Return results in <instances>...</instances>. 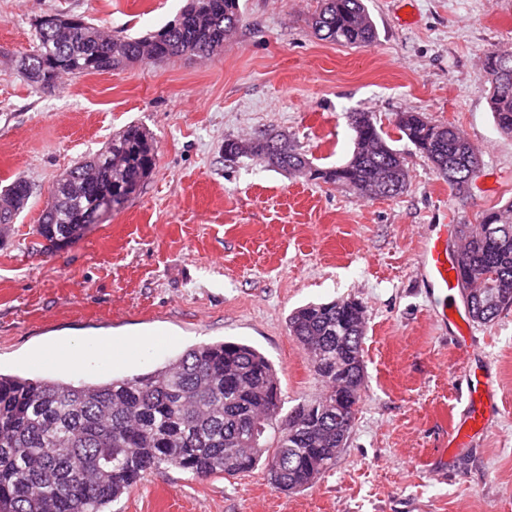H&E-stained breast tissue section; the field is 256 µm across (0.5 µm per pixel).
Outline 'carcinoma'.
Segmentation results:
<instances>
[{
    "label": "carcinoma",
    "mask_w": 512,
    "mask_h": 512,
    "mask_svg": "<svg viewBox=\"0 0 512 512\" xmlns=\"http://www.w3.org/2000/svg\"><path fill=\"white\" fill-rule=\"evenodd\" d=\"M35 24V46L19 66L39 88L63 75L153 65L177 56H211L240 22L239 0H189L156 34L106 37L83 16ZM311 27L323 40L365 47L377 37L363 0H321ZM489 107L497 129L512 135V49L484 58ZM355 146L349 160L319 167L296 151L287 134L262 131L224 139L225 158L253 157L316 183L341 185L361 198H391L406 188L408 171L369 112H354ZM395 126L454 187L472 181L480 155L451 125L419 112H401ZM149 133L130 125L104 150L74 164L49 189L51 202L35 232L54 251L84 232L86 216L102 198L123 206L156 167ZM32 186L15 177L0 191L29 200ZM455 265L472 321L492 322L512 306V201L460 225ZM288 330L327 390L281 419V390L273 364L255 348L224 341L192 347L146 373L100 383L25 379L0 374V512H106L152 471L176 469L197 478L246 473L260 462L270 483L284 492L313 484L345 447L364 384L361 345L364 310L353 300L308 304L288 318ZM260 425L275 435L253 448Z\"/></svg>",
    "instance_id": "carcinoma-1"
}]
</instances>
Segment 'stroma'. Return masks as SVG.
I'll return each mask as SVG.
<instances>
[{
    "label": "stroma",
    "instance_id": "stroma-1",
    "mask_svg": "<svg viewBox=\"0 0 512 512\" xmlns=\"http://www.w3.org/2000/svg\"><path fill=\"white\" fill-rule=\"evenodd\" d=\"M185 3L0 0V183L22 175L33 186L14 223L0 224V373L98 383L233 340L274 364L287 413L323 389L289 314L353 299L364 308L365 382L332 469L293 494L261 467L203 480L153 472L109 512H512V307L460 340L434 319L438 300L421 281L436 225L476 224L512 200V137L494 125L482 64L512 48V0H365L377 38L363 48L313 33L320 0H240L237 29L209 58L138 62L48 89L19 70L42 16L81 15L137 37ZM359 111L405 159L408 186L395 197L224 159L225 139L275 129L314 163L342 164ZM408 111L456 127L480 152L469 192L401 138L393 120ZM132 123L155 139L153 174L121 210L42 253L35 226L49 186ZM98 338L117 340L121 363L74 372L37 354ZM475 377L494 381L495 420L449 449Z\"/></svg>",
    "mask_w": 512,
    "mask_h": 512
}]
</instances>
